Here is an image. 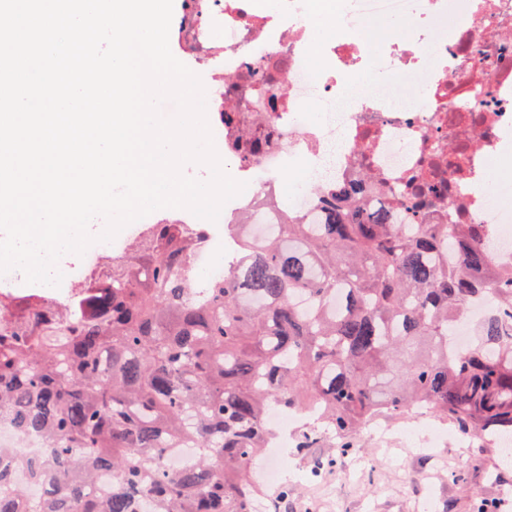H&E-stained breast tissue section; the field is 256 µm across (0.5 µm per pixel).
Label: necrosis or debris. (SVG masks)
<instances>
[{
    "mask_svg": "<svg viewBox=\"0 0 512 512\" xmlns=\"http://www.w3.org/2000/svg\"><path fill=\"white\" fill-rule=\"evenodd\" d=\"M301 2L286 0L281 13L260 17L245 0H208L206 22L184 31L203 51L213 25L223 28L215 68L228 75L224 102L245 126L260 117L237 75L269 57L289 61L279 77L289 94L268 126L279 144L237 165L253 191L227 201L218 222L204 221L207 246L225 223H281L262 199L285 191L282 171L298 160L313 174L330 166L337 180L358 185L370 206L393 203L400 188L426 223L494 225L498 253L511 255L512 184L489 189L488 160L512 154V0H341L339 28L324 34L317 57ZM388 18L410 22L411 38L369 52ZM364 73L372 82H359ZM311 106L320 115L314 123ZM207 246L195 254L196 265H204ZM300 418L284 407L268 411L266 480L285 478L274 451Z\"/></svg>",
    "mask_w": 512,
    "mask_h": 512,
    "instance_id": "1",
    "label": "necrosis or debris"
}]
</instances>
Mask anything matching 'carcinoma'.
<instances>
[{
	"instance_id": "1",
	"label": "carcinoma",
	"mask_w": 512,
	"mask_h": 512,
	"mask_svg": "<svg viewBox=\"0 0 512 512\" xmlns=\"http://www.w3.org/2000/svg\"><path fill=\"white\" fill-rule=\"evenodd\" d=\"M275 58L242 77L274 105ZM224 153L251 161L234 112H219ZM359 187L327 191L321 224L297 214L268 236L235 225L224 276L195 280L202 232L163 220L147 252L53 308L0 304V414L54 449L0 454V512H31L13 473L45 488L38 512H253V471L273 406L318 410L344 441L381 415L425 410L493 448L512 436V265L486 248L488 224H405L364 210ZM484 314L463 350L454 325ZM200 448L162 467L168 448Z\"/></svg>"
}]
</instances>
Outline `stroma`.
Returning a JSON list of instances; mask_svg holds the SVG:
<instances>
[{"mask_svg":"<svg viewBox=\"0 0 512 512\" xmlns=\"http://www.w3.org/2000/svg\"><path fill=\"white\" fill-rule=\"evenodd\" d=\"M192 13L185 0H176L169 45L173 55L200 75L206 92L208 120H215L224 99L218 84L207 73V55L187 51L182 28ZM409 419L392 416L374 421L352 434L362 455L375 456L379 466H360L352 478H345L342 465L329 466L312 477L321 462L332 455L335 434L299 448L300 428L288 432V446L282 454L288 466V501L282 512H472L475 499L494 505L496 512H512V464L500 461L488 450L477 461L466 434L442 424L444 437L428 448L403 446L400 428Z\"/></svg>","mask_w":512,"mask_h":512,"instance_id":"obj_1","label":"stroma"}]
</instances>
